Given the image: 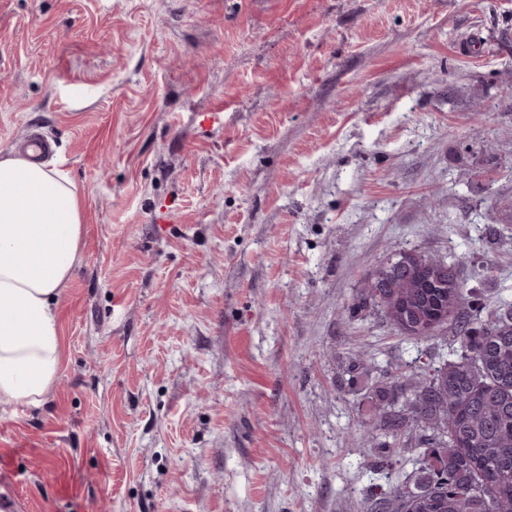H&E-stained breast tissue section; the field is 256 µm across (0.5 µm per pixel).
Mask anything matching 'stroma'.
Segmentation results:
<instances>
[{
  "mask_svg": "<svg viewBox=\"0 0 512 512\" xmlns=\"http://www.w3.org/2000/svg\"><path fill=\"white\" fill-rule=\"evenodd\" d=\"M507 87L512 0H0V153L51 140L85 224L0 403L20 512H365L369 393L453 336L344 314L410 248L512 303Z\"/></svg>",
  "mask_w": 512,
  "mask_h": 512,
  "instance_id": "obj_1",
  "label": "stroma"
}]
</instances>
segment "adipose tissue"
<instances>
[{"label":"adipose tissue","instance_id":"obj_1","mask_svg":"<svg viewBox=\"0 0 512 512\" xmlns=\"http://www.w3.org/2000/svg\"><path fill=\"white\" fill-rule=\"evenodd\" d=\"M82 239L73 182L46 164L0 156V400L37 407L53 386L58 303Z\"/></svg>","mask_w":512,"mask_h":512}]
</instances>
